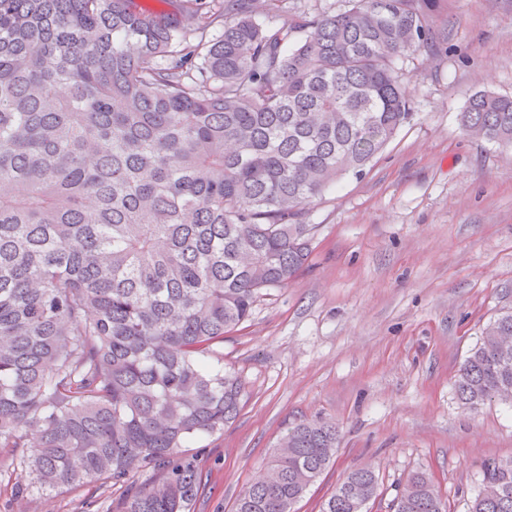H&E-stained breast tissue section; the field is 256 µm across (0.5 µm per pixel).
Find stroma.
<instances>
[{
    "label": "stroma",
    "mask_w": 512,
    "mask_h": 512,
    "mask_svg": "<svg viewBox=\"0 0 512 512\" xmlns=\"http://www.w3.org/2000/svg\"><path fill=\"white\" fill-rule=\"evenodd\" d=\"M444 37L403 67L416 115L359 178L315 202L307 266L270 289L224 338L243 385L236 419L181 449L200 486L190 512H233L286 429L335 421L333 464L293 512H320L343 475L373 465L391 505L409 474L430 473L451 512H468L487 462L512 459V409L472 412L454 380L484 325L512 311V150L468 138L457 114L477 91L512 95V0H423ZM0 455V512H115L97 480L18 494Z\"/></svg>",
    "instance_id": "35a3bbf8"
}]
</instances>
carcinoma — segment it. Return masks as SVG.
<instances>
[{
  "label": "carcinoma",
  "instance_id": "carcinoma-1",
  "mask_svg": "<svg viewBox=\"0 0 512 512\" xmlns=\"http://www.w3.org/2000/svg\"><path fill=\"white\" fill-rule=\"evenodd\" d=\"M0 0V448L28 487H124L116 512H187L180 449L236 418L224 335L308 263L311 205L360 177L413 120L403 60L438 51L419 0H347L265 20L278 0ZM512 148V95L458 114ZM470 410L512 404V312L460 365ZM339 430L287 429L234 512H291ZM158 481L128 484L141 467ZM371 465L321 512H363ZM395 512H447L411 473ZM468 512H512V459L492 461Z\"/></svg>",
  "mask_w": 512,
  "mask_h": 512
}]
</instances>
